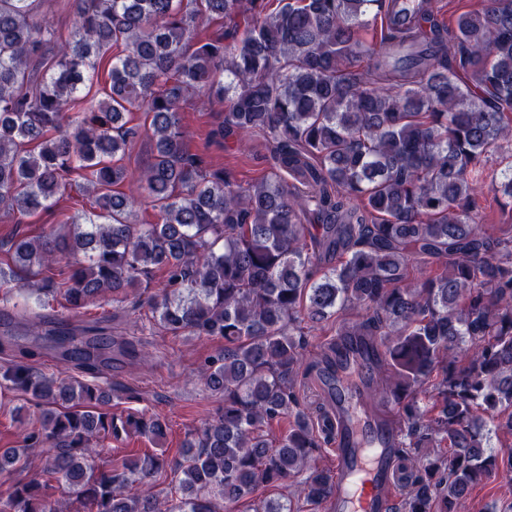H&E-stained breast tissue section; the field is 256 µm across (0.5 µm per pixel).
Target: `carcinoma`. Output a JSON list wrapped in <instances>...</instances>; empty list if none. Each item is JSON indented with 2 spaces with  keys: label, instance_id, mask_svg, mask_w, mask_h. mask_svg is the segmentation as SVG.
I'll list each match as a JSON object with an SVG mask.
<instances>
[{
  "label": "carcinoma",
  "instance_id": "obj_1",
  "mask_svg": "<svg viewBox=\"0 0 512 512\" xmlns=\"http://www.w3.org/2000/svg\"><path fill=\"white\" fill-rule=\"evenodd\" d=\"M37 0H0V212L52 208L79 174L90 209L36 239L15 240L0 288L34 305L44 338L77 371L112 368L109 327L79 336L45 312L57 292L73 309L122 302L154 269L155 324L214 337L197 380L220 396L213 419L188 433L182 459L155 450L96 465L104 441L162 443L167 424L145 410L116 414L111 390L34 372L39 352L11 351L0 378L36 402L39 425L21 448H0V473L42 448V475L11 485L0 512H230L305 473L308 506L329 499L318 466L335 432L299 404L304 325L336 321L339 339L377 363L369 399L391 402L408 471L400 512H464L469 490L500 471L486 421L512 436V224L487 223L478 187L512 199V0H487L445 27L429 0L402 24L392 0H76L61 43ZM244 36L196 39L204 16ZM378 41L366 34L378 17ZM109 89L79 106L111 48ZM366 67H361V63ZM224 74V79L217 74ZM202 91L225 107L214 135L274 143L275 172L241 185L189 153L180 111ZM151 115L155 151L137 192L112 187ZM499 153L502 179L487 167ZM154 224H138L144 205ZM288 420L279 434L274 424ZM448 444V454L422 452ZM172 473L178 496L151 481ZM254 512H295L284 496Z\"/></svg>",
  "mask_w": 512,
  "mask_h": 512
}]
</instances>
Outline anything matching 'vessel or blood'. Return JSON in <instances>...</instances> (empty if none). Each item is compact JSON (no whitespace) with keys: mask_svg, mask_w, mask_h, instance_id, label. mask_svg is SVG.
<instances>
[{"mask_svg":"<svg viewBox=\"0 0 512 512\" xmlns=\"http://www.w3.org/2000/svg\"><path fill=\"white\" fill-rule=\"evenodd\" d=\"M374 375L373 362H359L342 373L331 394L339 415L332 494L336 512H392L399 496L392 461L399 428L380 432L364 405L363 383Z\"/></svg>","mask_w":512,"mask_h":512,"instance_id":"1","label":"vessel or blood"}]
</instances>
